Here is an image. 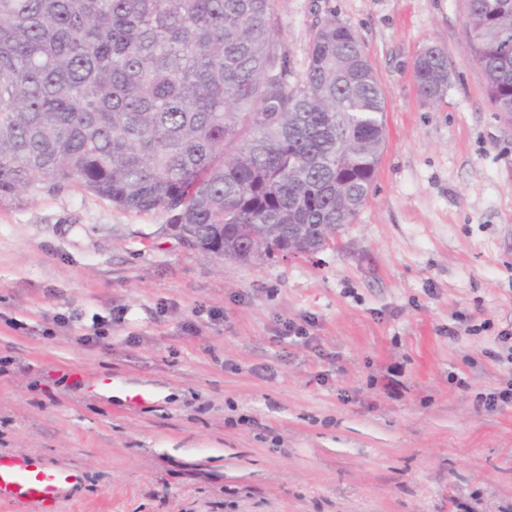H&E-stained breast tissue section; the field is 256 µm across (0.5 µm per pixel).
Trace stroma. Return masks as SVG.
I'll return each instance as SVG.
<instances>
[{"label":"stroma","instance_id":"1","mask_svg":"<svg viewBox=\"0 0 512 512\" xmlns=\"http://www.w3.org/2000/svg\"><path fill=\"white\" fill-rule=\"evenodd\" d=\"M330 19L386 99L372 193L330 248L242 265L74 185L0 204V455L79 471L55 512H512V403L479 401L512 380L489 355L512 329V122L463 0H280L295 75ZM459 319L491 329L448 336ZM289 320L311 341L279 339ZM414 80L418 93L426 101L435 102L447 94L448 64L441 48L429 45L420 50L414 62Z\"/></svg>","mask_w":512,"mask_h":512}]
</instances>
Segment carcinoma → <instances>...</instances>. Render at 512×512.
<instances>
[{
  "instance_id": "obj_1",
  "label": "carcinoma",
  "mask_w": 512,
  "mask_h": 512,
  "mask_svg": "<svg viewBox=\"0 0 512 512\" xmlns=\"http://www.w3.org/2000/svg\"><path fill=\"white\" fill-rule=\"evenodd\" d=\"M471 63L512 121V0H464ZM277 0H0V203L72 183L195 243L273 260L288 225L355 219L373 187L384 98L354 31L312 35L303 79ZM429 102L444 51L417 54Z\"/></svg>"
}]
</instances>
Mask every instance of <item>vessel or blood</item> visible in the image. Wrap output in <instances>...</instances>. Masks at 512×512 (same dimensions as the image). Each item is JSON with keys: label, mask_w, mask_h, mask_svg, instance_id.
Segmentation results:
<instances>
[{"label": "vessel or blood", "mask_w": 512, "mask_h": 512, "mask_svg": "<svg viewBox=\"0 0 512 512\" xmlns=\"http://www.w3.org/2000/svg\"><path fill=\"white\" fill-rule=\"evenodd\" d=\"M78 482L71 469H41L22 456H0V501L25 500L39 505L42 512H53Z\"/></svg>", "instance_id": "1"}]
</instances>
